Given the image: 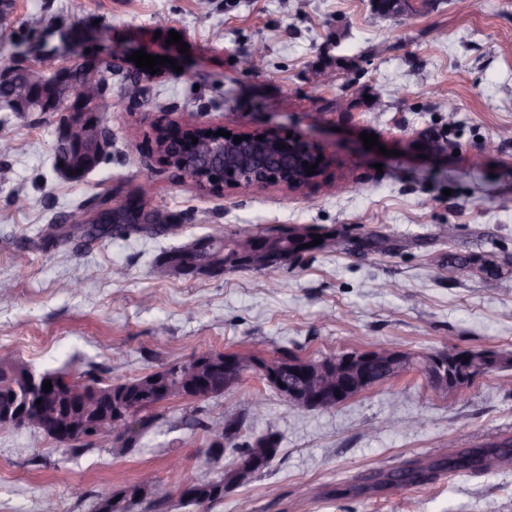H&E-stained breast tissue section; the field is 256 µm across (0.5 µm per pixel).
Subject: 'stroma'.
Segmentation results:
<instances>
[{
    "label": "stroma",
    "mask_w": 512,
    "mask_h": 512,
    "mask_svg": "<svg viewBox=\"0 0 512 512\" xmlns=\"http://www.w3.org/2000/svg\"><path fill=\"white\" fill-rule=\"evenodd\" d=\"M0 53L55 72L90 51L169 57L128 97L114 75L103 124L107 158L83 181L56 173L55 112H0V361L40 369L72 362L82 382L141 376L206 351L318 359L394 345L512 354V0H431L402 22L373 0H9ZM189 49L156 35V16ZM41 20L36 29L25 19ZM267 48L263 73L244 54ZM331 65L337 80L315 74ZM294 131L317 141L325 180L299 190L199 191L153 151L164 121ZM377 135L387 155L365 148ZM151 180V207L172 222L162 235L86 241L44 231L78 210L122 204ZM26 209L12 204L15 194ZM456 236L447 239L448 225ZM304 226L340 233L336 251L288 266L221 276L156 278L163 252L223 230ZM384 239L382 249L370 237ZM463 257L466 268L453 260ZM82 281L79 293L70 281ZM203 310L188 316L198 299ZM265 403L261 418L252 399ZM137 451L108 444L74 451L25 429H0V512H91L98 497L149 473L169 484L210 474L206 450L224 419L244 438L277 431L281 452L263 473L207 512H512V465L446 474L426 489L365 491L366 475L426 461L475 436L512 435V369L461 394L434 390L418 372L340 406L307 411L256 374L207 400L155 408ZM421 420L417 429L408 420ZM182 462L171 469L172 459ZM81 485L84 498L69 489Z\"/></svg>",
    "instance_id": "1"
}]
</instances>
